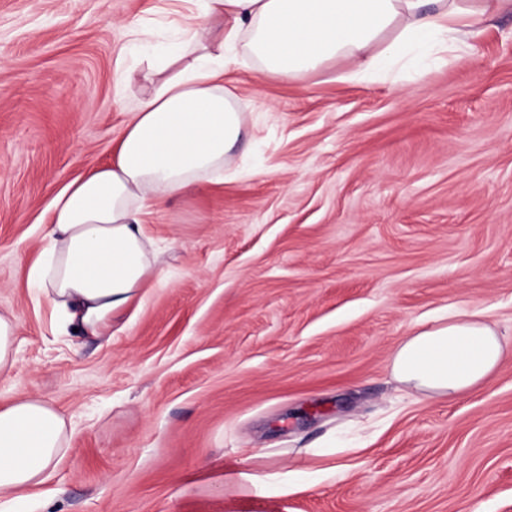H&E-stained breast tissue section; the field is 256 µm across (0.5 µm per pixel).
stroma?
Wrapping results in <instances>:
<instances>
[{
  "instance_id": "35a3bbf8",
  "label": "stroma",
  "mask_w": 512,
  "mask_h": 512,
  "mask_svg": "<svg viewBox=\"0 0 512 512\" xmlns=\"http://www.w3.org/2000/svg\"><path fill=\"white\" fill-rule=\"evenodd\" d=\"M196 0H0V405L73 430L10 512H512V356L455 400L407 393L400 341L480 312L512 347V15L362 84L224 72L245 118L224 180L149 211L163 271L107 337L27 282L40 219L110 160L139 90L130 23L179 41ZM267 477L255 487L245 477ZM19 328L12 310H0V378H10L16 365L14 344Z\"/></svg>"
}]
</instances>
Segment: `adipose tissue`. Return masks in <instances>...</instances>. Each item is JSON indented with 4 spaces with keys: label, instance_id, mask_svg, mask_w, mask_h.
I'll return each mask as SVG.
<instances>
[{
    "label": "adipose tissue",
    "instance_id": "1",
    "mask_svg": "<svg viewBox=\"0 0 512 512\" xmlns=\"http://www.w3.org/2000/svg\"><path fill=\"white\" fill-rule=\"evenodd\" d=\"M512 0H202L186 39L143 53L127 81L140 97L108 163L59 193L43 221L29 284L80 334L108 335L112 320L160 274L142 214L221 175L244 120L224 87L226 65L252 58L268 77L296 79L336 58L366 82L439 59ZM506 357L492 323L455 313L407 337L390 359L408 392L452 400L483 387ZM72 429L34 396L0 406V507L33 495L66 457Z\"/></svg>",
    "mask_w": 512,
    "mask_h": 512
}]
</instances>
